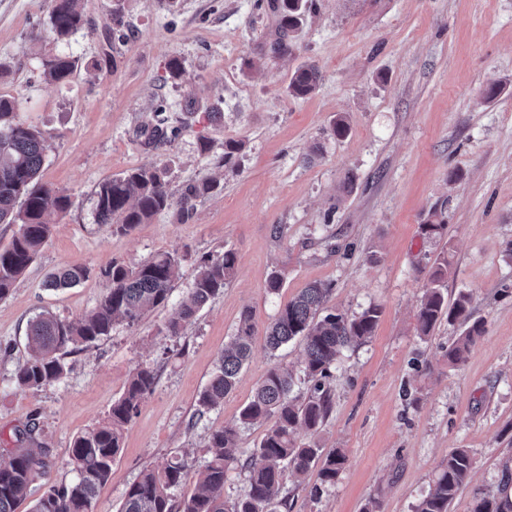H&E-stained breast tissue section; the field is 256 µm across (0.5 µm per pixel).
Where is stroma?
<instances>
[{
    "label": "stroma",
    "instance_id": "stroma-1",
    "mask_svg": "<svg viewBox=\"0 0 512 512\" xmlns=\"http://www.w3.org/2000/svg\"><path fill=\"white\" fill-rule=\"evenodd\" d=\"M52 8L53 0H0V96L16 99L18 121L49 137L39 180L72 200L0 299V462L31 423L52 458L16 512L74 479V438L107 418L142 364L155 387L125 428L95 512H118L141 470L171 459L187 465L172 497L181 504L210 456V433L237 423L266 369H300L302 343L270 351L266 328L315 281L331 288L328 309L352 315L376 305L382 315L328 381L332 411L315 442L327 453L344 449L346 466L316 495L317 470L288 478V512H360L372 498L380 512H412L455 448L470 449L474 469L450 512L497 494L512 470V0H316L284 57L264 53L277 21L258 0H81L83 24L62 41L49 30ZM54 55L76 62L65 81L43 74L42 59ZM174 57L183 66L177 78L167 68ZM306 62L318 67L319 87L290 97L289 79ZM494 84L500 93L485 99ZM215 102L218 121L205 112ZM339 113L350 131L336 139L328 129ZM161 117L181 132L145 149L139 131ZM231 139L244 150L225 166ZM150 164L168 166L172 187L213 177L221 188L184 222L172 208L127 233L97 223L99 184ZM436 207L447 219L442 242L421 232ZM227 248L235 277L180 335H168L197 259ZM161 252L182 259L167 304L69 351L58 382L18 385L31 317L78 321L105 293L112 262L134 266ZM443 253L449 298L470 293L472 317L484 324L456 367L446 352L461 326L444 321L425 338L417 331L429 269ZM72 264L88 269L85 281L47 287ZM275 270L283 286L271 293ZM246 309L252 357L234 389L196 419L198 396ZM262 433L241 429L225 498L245 493L242 463Z\"/></svg>",
    "mask_w": 512,
    "mask_h": 512
}]
</instances>
